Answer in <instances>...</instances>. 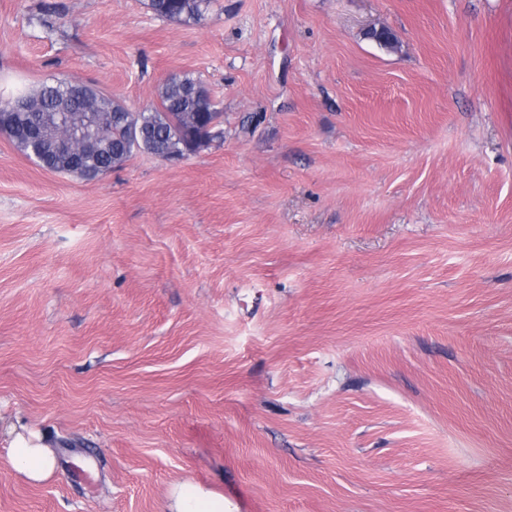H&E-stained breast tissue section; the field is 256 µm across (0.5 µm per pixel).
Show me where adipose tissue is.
<instances>
[{"label":"adipose tissue","instance_id":"1","mask_svg":"<svg viewBox=\"0 0 512 512\" xmlns=\"http://www.w3.org/2000/svg\"><path fill=\"white\" fill-rule=\"evenodd\" d=\"M7 434V454L14 473L33 484L45 482L54 475L56 459L40 433L11 426ZM163 512H233V509L223 493L185 480L172 484Z\"/></svg>","mask_w":512,"mask_h":512}]
</instances>
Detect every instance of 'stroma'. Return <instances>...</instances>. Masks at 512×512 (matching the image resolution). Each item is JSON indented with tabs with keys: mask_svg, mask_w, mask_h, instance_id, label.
<instances>
[{
	"mask_svg": "<svg viewBox=\"0 0 512 512\" xmlns=\"http://www.w3.org/2000/svg\"><path fill=\"white\" fill-rule=\"evenodd\" d=\"M144 2L0 0V95L224 110L94 181L0 134V420L57 457L1 435L0 512H512V0ZM211 0H147V8L157 17L184 21H200ZM10 437L7 454L14 473L26 478L32 484L50 479L57 468L56 459L50 445L38 432L17 429L11 425L7 429ZM163 512H234L221 492L199 482L185 480L173 483L167 494Z\"/></svg>",
	"mask_w": 512,
	"mask_h": 512,
	"instance_id": "35a3bbf8",
	"label": "stroma"
}]
</instances>
